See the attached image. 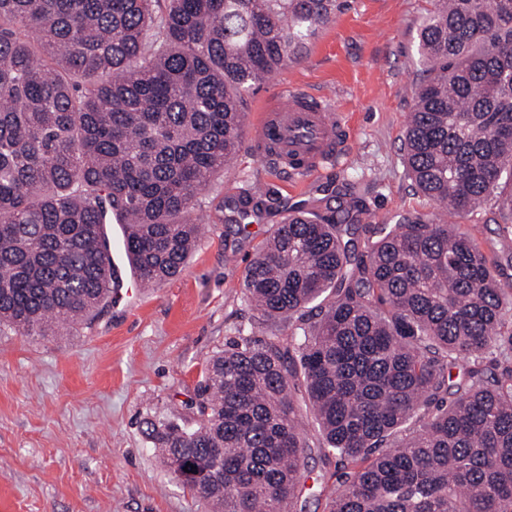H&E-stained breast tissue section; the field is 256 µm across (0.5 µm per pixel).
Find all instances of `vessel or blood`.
Listing matches in <instances>:
<instances>
[{"label":"vessel or blood","mask_w":512,"mask_h":512,"mask_svg":"<svg viewBox=\"0 0 512 512\" xmlns=\"http://www.w3.org/2000/svg\"><path fill=\"white\" fill-rule=\"evenodd\" d=\"M248 142L266 164L297 178L320 177L344 156L345 113L329 109L323 94L280 89L267 96Z\"/></svg>","instance_id":"b4317fda"}]
</instances>
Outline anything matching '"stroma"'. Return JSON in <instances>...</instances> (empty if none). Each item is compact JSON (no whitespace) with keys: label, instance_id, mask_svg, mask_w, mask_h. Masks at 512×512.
I'll use <instances>...</instances> for the list:
<instances>
[{"label":"stroma","instance_id":"35a3bbf8","mask_svg":"<svg viewBox=\"0 0 512 512\" xmlns=\"http://www.w3.org/2000/svg\"><path fill=\"white\" fill-rule=\"evenodd\" d=\"M432 6L342 0L301 57L248 95L250 115L283 85L326 93L348 115L345 156L325 179H291L241 148L199 196L200 235L179 277L112 303L89 329L45 338L0 334V512H209L168 472L142 422L156 413L192 419L187 404L207 359L250 324L245 268L288 208L324 212L350 190L366 224L432 212L401 159L421 75L416 35ZM247 191L262 220L239 241L232 207ZM460 225L501 266L502 283L512 284L496 205Z\"/></svg>","mask_w":512,"mask_h":512}]
</instances>
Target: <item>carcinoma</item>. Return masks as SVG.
I'll use <instances>...</instances> for the list:
<instances>
[{
    "label": "carcinoma",
    "mask_w": 512,
    "mask_h": 512,
    "mask_svg": "<svg viewBox=\"0 0 512 512\" xmlns=\"http://www.w3.org/2000/svg\"><path fill=\"white\" fill-rule=\"evenodd\" d=\"M339 0H0V333L59 336L132 275L178 276L243 103ZM404 131L417 193L512 222V0H435ZM356 201L275 225L250 329L143 433L210 512H297L319 434L323 512H512V288L457 224H363Z\"/></svg>",
    "instance_id": "cac0c4a2"
}]
</instances>
